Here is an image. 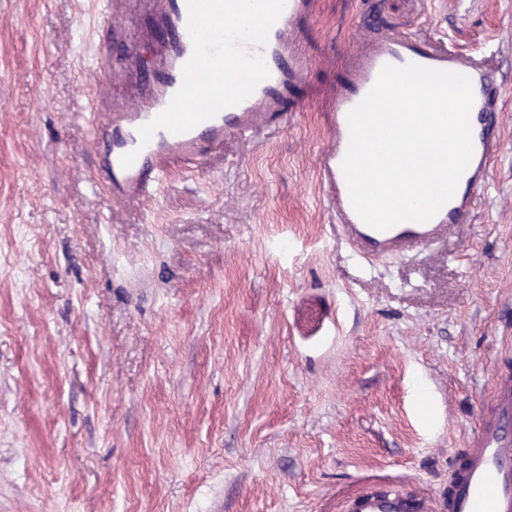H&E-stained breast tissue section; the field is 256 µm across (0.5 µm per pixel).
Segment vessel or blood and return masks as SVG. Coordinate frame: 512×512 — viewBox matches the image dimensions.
I'll return each mask as SVG.
<instances>
[{
  "instance_id": "obj_1",
  "label": "vessel or blood",
  "mask_w": 512,
  "mask_h": 512,
  "mask_svg": "<svg viewBox=\"0 0 512 512\" xmlns=\"http://www.w3.org/2000/svg\"><path fill=\"white\" fill-rule=\"evenodd\" d=\"M147 25L133 36L121 66L112 64V0H95L104 39L98 40L97 69L87 87L91 93L88 122L98 176L95 184L113 203L127 205L152 197L173 166L201 168L224 147L226 139L265 130H282L300 107L310 61L301 39L311 26L318 0H287L260 47L269 76L240 104L183 134L156 131L141 145L139 129L170 102L183 81L192 52L186 0H149ZM416 63L468 76L474 102L470 113L473 157L453 198L430 221L404 222L379 231L356 213L348 193L342 161L349 143L347 114L375 83L382 67ZM501 88L493 78L489 54L461 51L381 24L357 40L330 85L324 125L326 144L318 169L324 199L340 233L365 260L395 257L431 245L448 229L472 221L478 196L490 185L489 169L499 153L497 128ZM138 157L121 165L128 152ZM448 512H512V375L500 374L489 401L481 403L476 426L468 436L463 460L454 470ZM352 512H434L425 499L394 491L357 496Z\"/></svg>"
}]
</instances>
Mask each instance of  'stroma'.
<instances>
[{
	"instance_id": "stroma-1",
	"label": "stroma",
	"mask_w": 512,
	"mask_h": 512,
	"mask_svg": "<svg viewBox=\"0 0 512 512\" xmlns=\"http://www.w3.org/2000/svg\"><path fill=\"white\" fill-rule=\"evenodd\" d=\"M91 5L0 0V512L444 503L512 372V0H319L297 117L125 208L94 185L77 83ZM367 20L496 45L502 85L472 223L372 264L318 171L323 93ZM352 512H434L433 505L425 499L394 491L357 496L351 504Z\"/></svg>"
}]
</instances>
